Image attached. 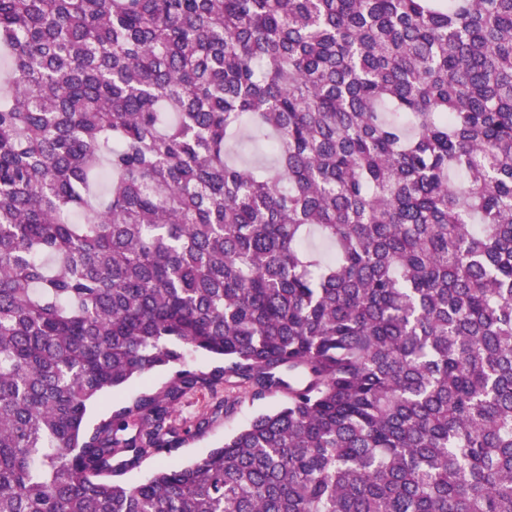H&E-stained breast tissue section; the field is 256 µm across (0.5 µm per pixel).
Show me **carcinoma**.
<instances>
[{
	"label": "carcinoma",
	"mask_w": 512,
	"mask_h": 512,
	"mask_svg": "<svg viewBox=\"0 0 512 512\" xmlns=\"http://www.w3.org/2000/svg\"><path fill=\"white\" fill-rule=\"evenodd\" d=\"M0 56V512H512V0H0ZM224 384L286 401L170 461ZM170 376V370L156 371L143 383L133 384L123 390L99 398L89 408L88 422L90 425L96 424L108 414L111 404L113 405L119 401L130 402L143 391L142 386L148 385L152 388H159L169 380Z\"/></svg>",
	"instance_id": "obj_1"
}]
</instances>
